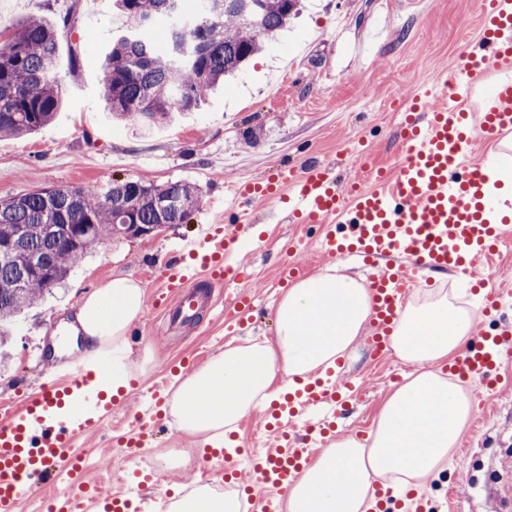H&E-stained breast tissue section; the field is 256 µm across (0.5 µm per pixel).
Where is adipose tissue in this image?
Wrapping results in <instances>:
<instances>
[{
  "instance_id": "adipose-tissue-1",
  "label": "adipose tissue",
  "mask_w": 512,
  "mask_h": 512,
  "mask_svg": "<svg viewBox=\"0 0 512 512\" xmlns=\"http://www.w3.org/2000/svg\"><path fill=\"white\" fill-rule=\"evenodd\" d=\"M144 309V288L129 276L84 296L72 329L101 385L125 388L139 373L129 359L128 334ZM370 312L365 280L336 266L298 281L278 302L273 338L225 347L182 379L167 402L173 424L207 443L227 438L246 416L284 395L289 381L344 357ZM480 319L478 305L455 292L415 291L390 335L409 373L381 406L366 439L338 438L314 458L284 493L285 512H370L375 483H389L403 497L444 471L475 407L467 384L444 375L440 365L463 351Z\"/></svg>"
}]
</instances>
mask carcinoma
I'll use <instances>...</instances> for the list:
<instances>
[{"instance_id":"obj_1","label":"carcinoma","mask_w":512,"mask_h":512,"mask_svg":"<svg viewBox=\"0 0 512 512\" xmlns=\"http://www.w3.org/2000/svg\"><path fill=\"white\" fill-rule=\"evenodd\" d=\"M185 0H115L126 31L112 41L101 67L102 95L113 118L128 119L151 132L175 114L199 107L209 90L236 72L282 30L299 0H262L256 15L242 12L244 0H222L224 13L197 11L192 24L168 29L164 45L130 26L148 24L184 10ZM56 28L31 19L0 44V134L37 132L61 107L56 72ZM199 189L187 182L161 186L114 181L102 192L60 187L0 201V320L37 302L61 284L70 268L95 243L125 234L126 224H184L200 204ZM66 224H92L94 237L63 240ZM39 257L51 284L26 275Z\"/></svg>"}]
</instances>
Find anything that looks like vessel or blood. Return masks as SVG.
<instances>
[{
  "label": "vessel or blood",
  "mask_w": 512,
  "mask_h": 512,
  "mask_svg": "<svg viewBox=\"0 0 512 512\" xmlns=\"http://www.w3.org/2000/svg\"><path fill=\"white\" fill-rule=\"evenodd\" d=\"M479 10L480 51L460 56L455 76L437 71L430 85L415 93L414 112L402 123V158L395 170L372 167L367 182L343 186L334 167L321 162L241 182L233 223L208 224L182 239L178 249L193 264L164 267L153 308L187 321L202 305L217 307V300L192 291L193 280L202 274L220 286L246 277V266L230 255L251 223L250 203L284 202L290 223L321 225L326 257L371 268L368 344L373 357L386 358L392 326L419 277L448 270L475 276L512 237L511 224L489 222V172L470 156L475 139L498 140L512 131V0H480ZM491 77L494 94L480 98L479 112L463 111L462 102L476 97L479 83ZM510 359L512 338L482 332L462 356L449 360L448 370L479 380L492 393ZM342 372L339 365L318 370L281 399L277 416L296 422L313 411L317 419L302 435L277 429L273 447L253 454L250 470L258 492L249 498L247 512H278L280 493L296 484L315 447L334 439L336 405L346 402L350 390L339 381ZM95 381L93 370L73 360L49 370L36 396L0 420V512H18L39 483L54 490L60 512H129V499L101 494L70 452L79 436L98 431L112 415L104 394L88 396ZM264 487L271 496L261 495Z\"/></svg>",
  "instance_id": "b4317fda"
}]
</instances>
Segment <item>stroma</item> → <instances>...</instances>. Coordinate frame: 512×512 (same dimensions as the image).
Wrapping results in <instances>:
<instances>
[{"label": "stroma", "mask_w": 512, "mask_h": 512, "mask_svg": "<svg viewBox=\"0 0 512 512\" xmlns=\"http://www.w3.org/2000/svg\"><path fill=\"white\" fill-rule=\"evenodd\" d=\"M477 2L303 0L288 30L205 104L179 123L141 136L132 126L112 124L99 91L102 60L122 25L111 0H0V29L32 18L58 26L63 100L56 118L36 134L0 137V201L60 186L95 191L115 180L187 181L201 193L186 223L145 238L101 240L71 268L62 286L11 317L9 358L0 367V419L39 391L50 368L80 357L82 341L70 324L86 291L116 276L153 289L163 267L186 265L177 251L182 238L194 236L199 225L224 222V201L239 182L312 159L335 163L344 180L365 179L360 167L347 165L349 146L369 161L395 165L411 95L435 70L454 71L462 54L478 48ZM252 217L240 242V260L251 277L222 289L226 296L251 293L244 329L227 334L223 319L207 312L194 323L172 325L160 312L146 309L129 333L132 357L144 364V375L131 381L105 426L79 437L71 449L85 459L87 479L108 490L121 488L110 479L115 470L139 469L129 490L143 512H157L164 483L189 486L202 469L223 466L219 459H207L198 438L177 431L166 417L153 447L134 456L117 447L118 435L146 409L154 383L182 358L196 354L205 362L224 346L272 337L282 295L275 286L278 266L295 261L310 276L329 264L316 227L282 223L280 211L261 201L253 202ZM343 363L340 380L355 383L358 394L343 415L340 433L363 437L408 368L393 356L376 361L363 336ZM484 399V414L472 420L447 469L421 492L436 512H500L501 502L512 500V383ZM233 439L242 450L240 477L250 479V452L272 444L263 414L245 418Z\"/></svg>", "instance_id": "1"}]
</instances>
